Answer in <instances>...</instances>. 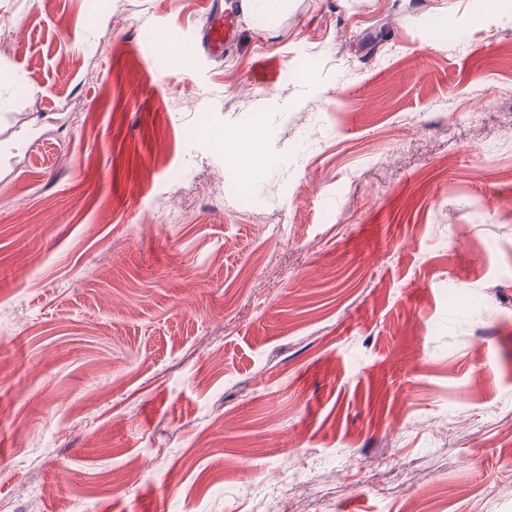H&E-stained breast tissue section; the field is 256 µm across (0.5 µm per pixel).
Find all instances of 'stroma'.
<instances>
[{
	"label": "stroma",
	"instance_id": "obj_1",
	"mask_svg": "<svg viewBox=\"0 0 512 512\" xmlns=\"http://www.w3.org/2000/svg\"><path fill=\"white\" fill-rule=\"evenodd\" d=\"M232 2L0 0V506L512 512V11ZM231 26L222 15H215L209 27L202 34L200 39L201 49L204 53L215 56H222L224 46L230 40ZM235 148L237 157L241 159L240 176L245 179L256 176L265 161L261 141L253 136H242L236 139Z\"/></svg>",
	"mask_w": 512,
	"mask_h": 512
}]
</instances>
